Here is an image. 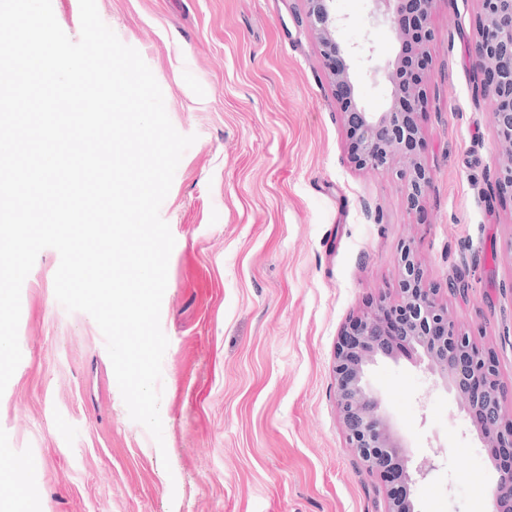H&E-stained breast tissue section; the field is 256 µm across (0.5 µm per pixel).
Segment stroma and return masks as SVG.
I'll use <instances>...</instances> for the list:
<instances>
[{"mask_svg": "<svg viewBox=\"0 0 512 512\" xmlns=\"http://www.w3.org/2000/svg\"><path fill=\"white\" fill-rule=\"evenodd\" d=\"M196 135L161 217L175 238L161 327L163 443L131 420L104 337L57 301L55 249L21 291L22 360L0 396V452L39 459L12 481L32 512H383L386 487L336 410L338 338L393 294L412 241L448 315L495 351L512 404V197L498 196L493 105L476 90L479 0H437L419 123L432 185L410 210L358 168L301 0H96ZM349 45L398 51L366 0H335ZM467 268L472 288L444 287ZM366 378L412 458L437 469L417 512H492L499 477L457 394L416 360Z\"/></svg>", "mask_w": 512, "mask_h": 512, "instance_id": "35a3bbf8", "label": "stroma"}]
</instances>
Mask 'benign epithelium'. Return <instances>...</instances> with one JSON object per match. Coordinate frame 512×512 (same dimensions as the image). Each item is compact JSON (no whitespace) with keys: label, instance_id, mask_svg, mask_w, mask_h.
Instances as JSON below:
<instances>
[{"label":"benign epithelium","instance_id":"obj_1","mask_svg":"<svg viewBox=\"0 0 512 512\" xmlns=\"http://www.w3.org/2000/svg\"><path fill=\"white\" fill-rule=\"evenodd\" d=\"M308 30L320 51L336 102L348 133L349 149L360 168L392 172L401 182L411 208L417 209L430 185L431 174L422 160L423 136L419 116L428 106V76L433 63L435 29L432 16L437 0H369V23L388 28L399 50L380 63L373 48L347 45L339 38L345 19L334 0H302ZM478 37L473 53L478 60L479 90L491 98L498 132L495 187L512 193V7L501 0H480ZM364 56L369 69L389 89L386 107L368 112L362 106L350 59ZM396 299H384L344 328L336 346V407L349 446L367 469L386 483L385 512H414L411 486L426 479L434 463L422 459L410 467L407 445L381 409L380 399L366 380V368L378 357L415 353L428 371L461 397L483 444L512 452V406L503 399L492 353L479 348L448 316L438 300L440 289L427 283L411 243L400 247ZM468 273L448 278V292L467 295ZM493 512H512V471L499 474Z\"/></svg>","mask_w":512,"mask_h":512}]
</instances>
